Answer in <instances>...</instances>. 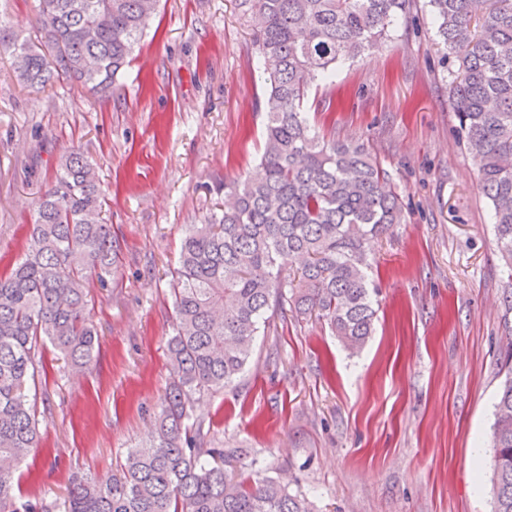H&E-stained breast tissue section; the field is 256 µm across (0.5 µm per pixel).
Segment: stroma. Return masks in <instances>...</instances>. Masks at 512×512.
Wrapping results in <instances>:
<instances>
[{
  "label": "stroma",
  "instance_id": "obj_1",
  "mask_svg": "<svg viewBox=\"0 0 512 512\" xmlns=\"http://www.w3.org/2000/svg\"><path fill=\"white\" fill-rule=\"evenodd\" d=\"M253 39L244 0H160L108 97L68 79L21 85L0 50V274L75 148L98 171L121 248L114 276L87 286L90 366L43 347L40 445L15 473L24 498L62 500L77 476L119 473L153 431L172 381L181 240L223 202L217 185L254 175L262 153ZM441 56L424 10L304 101L321 134L368 149L404 207V223L368 246L378 312L365 348L349 353L323 321L285 313L235 385L193 407L233 480L262 472L313 512H493L507 273Z\"/></svg>",
  "mask_w": 512,
  "mask_h": 512
}]
</instances>
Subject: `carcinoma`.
<instances>
[{"instance_id":"1","label":"carcinoma","mask_w":512,"mask_h":512,"mask_svg":"<svg viewBox=\"0 0 512 512\" xmlns=\"http://www.w3.org/2000/svg\"><path fill=\"white\" fill-rule=\"evenodd\" d=\"M159 0H39V38L11 30L0 46L25 56L18 80L43 89L73 78L105 92L127 66ZM265 75L260 174L224 186V206L184 237L173 271L175 321L167 351L174 381L149 443L121 473L81 478L67 499L20 500L13 472L38 447L36 375L50 343L89 365L97 332L86 281L117 269L119 246L102 219L95 166L67 154L29 224L23 257L0 277V512H311L307 499L256 473L233 482L224 449L191 417L193 404L237 381L275 315H314L351 350L376 310L366 244L404 221L389 175L359 144L321 136L303 102L353 60L413 23L418 0H249ZM448 69L459 135L492 205L495 244L512 279V0H427ZM303 259L294 275L288 263ZM492 429L493 512H512V348Z\"/></svg>"}]
</instances>
